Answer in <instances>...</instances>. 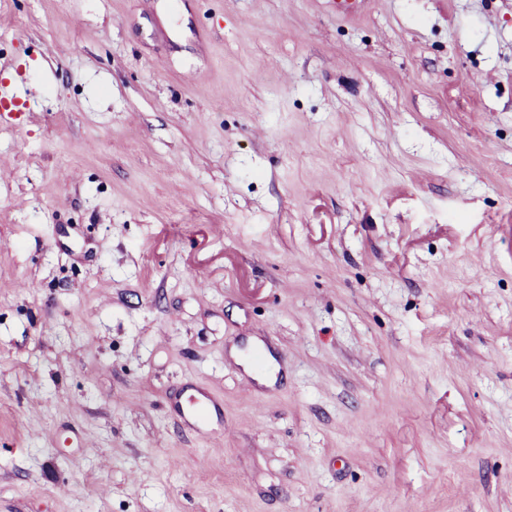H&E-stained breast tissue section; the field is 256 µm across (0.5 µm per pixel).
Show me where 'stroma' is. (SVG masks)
<instances>
[{
    "mask_svg": "<svg viewBox=\"0 0 512 512\" xmlns=\"http://www.w3.org/2000/svg\"><path fill=\"white\" fill-rule=\"evenodd\" d=\"M2 80L0 512H512V0H0ZM184 398L174 404V409L188 419L200 421L207 419L222 411L218 403L201 393L193 387L186 390Z\"/></svg>",
    "mask_w": 512,
    "mask_h": 512,
    "instance_id": "stroma-1",
    "label": "stroma"
}]
</instances>
